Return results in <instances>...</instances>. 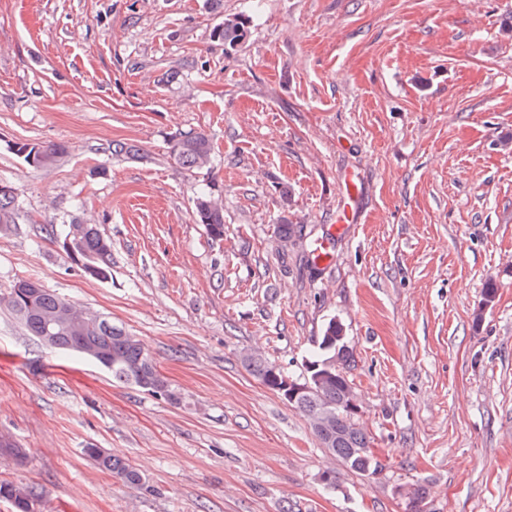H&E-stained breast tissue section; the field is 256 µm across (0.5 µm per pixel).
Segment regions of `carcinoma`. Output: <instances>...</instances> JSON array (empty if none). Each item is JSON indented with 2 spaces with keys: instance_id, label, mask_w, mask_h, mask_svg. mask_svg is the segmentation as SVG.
I'll return each mask as SVG.
<instances>
[{
  "instance_id": "carcinoma-1",
  "label": "carcinoma",
  "mask_w": 512,
  "mask_h": 512,
  "mask_svg": "<svg viewBox=\"0 0 512 512\" xmlns=\"http://www.w3.org/2000/svg\"><path fill=\"white\" fill-rule=\"evenodd\" d=\"M249 35V20L242 16L224 19L216 36L224 41V47L235 48ZM14 155L34 167H48L66 151L56 143L17 141L10 146ZM170 158L187 170L203 169L212 161V145L206 134L187 132L176 138L170 147ZM197 222L207 226L211 236H224V205L211 194H202L195 202ZM18 205L14 189L0 183V231H6L16 223ZM72 260L93 268L95 279L112 278V243L104 238L94 224L87 225L78 238ZM68 299L50 291L34 280H19L7 293V305L25 326L27 331L41 338L46 323L60 319ZM79 330L61 323L57 326L56 343L62 350L74 347V337L86 336L98 341L109 350L112 379L134 385L155 396L170 401L179 396L158 371L143 344L123 327L98 315L87 313L78 322ZM345 342L343 327L336 320L328 322L319 343L320 353L308 359L305 365L310 388L296 396L281 390V384L272 376L276 365L258 352L242 355L246 370L265 387L279 394L289 405L308 420L321 447L328 449L351 469L361 474H375L382 466L376 459L370 438L357 423L354 401L358 397L344 375L336 370V360L342 358ZM86 453L99 467L125 485L142 486L141 473L128 462L110 456L99 448H88ZM428 495L427 488L414 485L408 494V512H422L421 505ZM0 499L12 504L14 512H31L37 493L23 484L0 481Z\"/></svg>"
}]
</instances>
